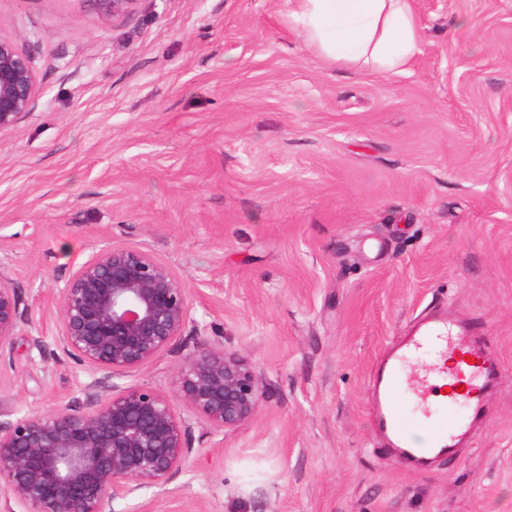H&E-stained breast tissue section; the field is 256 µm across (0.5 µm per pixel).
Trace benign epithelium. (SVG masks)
Listing matches in <instances>:
<instances>
[{"instance_id":"1","label":"benign epithelium","mask_w":512,"mask_h":512,"mask_svg":"<svg viewBox=\"0 0 512 512\" xmlns=\"http://www.w3.org/2000/svg\"><path fill=\"white\" fill-rule=\"evenodd\" d=\"M87 2L107 20L136 0ZM36 95L31 58L0 34V137L33 112ZM58 294L57 344L97 378L80 406L0 423V491L24 512H104L108 501L163 487L186 469L194 425L234 431L256 415L263 391L255 370L219 346L185 357L171 397L110 384L167 350L190 322L185 289L152 252L104 245ZM20 318L16 290L0 283V356Z\"/></svg>"}]
</instances>
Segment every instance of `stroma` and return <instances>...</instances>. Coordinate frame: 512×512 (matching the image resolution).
<instances>
[{"label":"stroma","mask_w":512,"mask_h":512,"mask_svg":"<svg viewBox=\"0 0 512 512\" xmlns=\"http://www.w3.org/2000/svg\"><path fill=\"white\" fill-rule=\"evenodd\" d=\"M412 7L418 49L386 73L318 54L295 0H137L106 21L0 0L39 88L0 141L21 313L0 421L83 402L58 290L107 244L167 262L195 322L117 388L171 394L199 342L263 386L251 422L195 425L188 469L105 512H512V0ZM427 317L480 326L505 385L457 462L409 472L367 384Z\"/></svg>","instance_id":"obj_1"}]
</instances>
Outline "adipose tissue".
<instances>
[{
  "label": "adipose tissue",
  "instance_id": "obj_1",
  "mask_svg": "<svg viewBox=\"0 0 512 512\" xmlns=\"http://www.w3.org/2000/svg\"><path fill=\"white\" fill-rule=\"evenodd\" d=\"M311 46L336 61L365 59L385 71L413 55L419 29L409 0H296Z\"/></svg>",
  "mask_w": 512,
  "mask_h": 512
}]
</instances>
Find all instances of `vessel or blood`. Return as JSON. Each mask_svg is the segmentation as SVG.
I'll return each instance as SVG.
<instances>
[{"instance_id":"vessel-or-blood-1","label":"vessel or blood","mask_w":512,"mask_h":512,"mask_svg":"<svg viewBox=\"0 0 512 512\" xmlns=\"http://www.w3.org/2000/svg\"><path fill=\"white\" fill-rule=\"evenodd\" d=\"M488 339L473 326L443 319L420 322L378 360L370 384L373 427L411 471L436 458H456L471 428L486 415V403L501 387L502 369L487 349ZM442 347L457 359L447 394L432 383L431 367L411 363L412 355ZM424 427L427 446L411 432Z\"/></svg>"}]
</instances>
